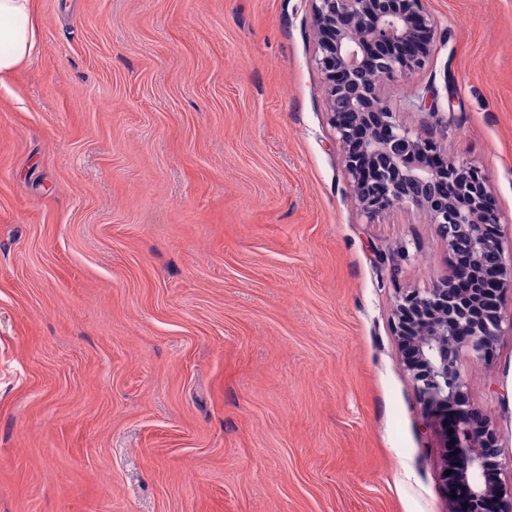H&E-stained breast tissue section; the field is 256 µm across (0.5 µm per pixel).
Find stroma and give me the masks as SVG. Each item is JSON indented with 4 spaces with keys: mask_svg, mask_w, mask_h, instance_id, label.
Listing matches in <instances>:
<instances>
[{
    "mask_svg": "<svg viewBox=\"0 0 512 512\" xmlns=\"http://www.w3.org/2000/svg\"><path fill=\"white\" fill-rule=\"evenodd\" d=\"M33 7L0 84V512H448L393 310L451 259L358 208L308 0ZM427 9L381 91L486 174L510 249L512 0ZM457 369L512 455V321Z\"/></svg>",
    "mask_w": 512,
    "mask_h": 512,
    "instance_id": "35a3bbf8",
    "label": "stroma"
}]
</instances>
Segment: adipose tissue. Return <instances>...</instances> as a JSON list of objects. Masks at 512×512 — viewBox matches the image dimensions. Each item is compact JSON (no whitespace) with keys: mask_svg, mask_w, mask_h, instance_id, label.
Listing matches in <instances>:
<instances>
[{"mask_svg":"<svg viewBox=\"0 0 512 512\" xmlns=\"http://www.w3.org/2000/svg\"><path fill=\"white\" fill-rule=\"evenodd\" d=\"M37 43L31 0H0V82L32 57Z\"/></svg>","mask_w":512,"mask_h":512,"instance_id":"obj_1","label":"adipose tissue"}]
</instances>
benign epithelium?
Listing matches in <instances>:
<instances>
[{"label":"benign epithelium","mask_w":512,"mask_h":512,"mask_svg":"<svg viewBox=\"0 0 512 512\" xmlns=\"http://www.w3.org/2000/svg\"><path fill=\"white\" fill-rule=\"evenodd\" d=\"M427 0H309L316 37L315 64L324 79L329 120L344 150L355 199L371 220L394 206H412L436 226L462 263L424 291H402L395 333L424 410L451 425L442 458L449 485L466 488L465 505L448 512H512V458L501 457L496 433L476 423L457 356L467 347L490 354L501 332V311L512 305V255L490 205L488 180L474 165L438 152L431 137L413 135L398 120L381 84L420 70L434 47L435 23ZM409 107L433 112L426 90ZM470 284L455 292L457 280Z\"/></svg>","instance_id":"7a95c632"}]
</instances>
